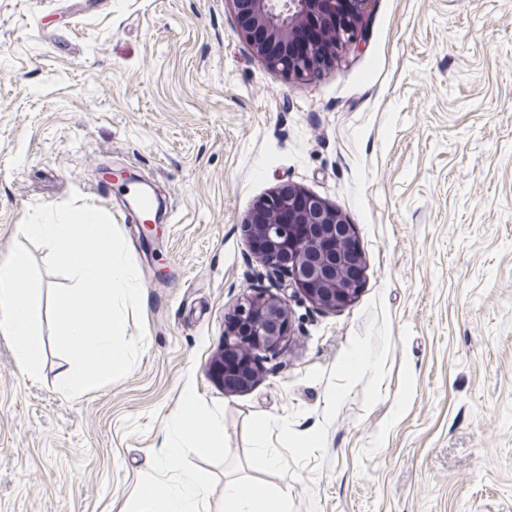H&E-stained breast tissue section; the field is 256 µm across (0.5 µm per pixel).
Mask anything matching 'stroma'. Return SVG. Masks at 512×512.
Returning <instances> with one entry per match:
<instances>
[{"label": "stroma", "mask_w": 512, "mask_h": 512, "mask_svg": "<svg viewBox=\"0 0 512 512\" xmlns=\"http://www.w3.org/2000/svg\"><path fill=\"white\" fill-rule=\"evenodd\" d=\"M149 184L145 232L99 181ZM292 185L353 224L363 285L347 305L290 300L258 382L211 372L225 316L261 265L255 204ZM105 210L147 293L132 370L69 398L50 333L49 250L33 205ZM42 305L35 374L0 335V512H126L160 470L192 388L223 453L180 467L289 487L288 512H512V0H373L358 49L301 84L239 37L226 0H0V261ZM370 367L347 371L353 350ZM268 421L264 465L254 434ZM317 446H310L312 434Z\"/></svg>", "instance_id": "1"}]
</instances>
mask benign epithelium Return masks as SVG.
Returning a JSON list of instances; mask_svg holds the SVG:
<instances>
[{
  "label": "benign epithelium",
  "mask_w": 512,
  "mask_h": 512,
  "mask_svg": "<svg viewBox=\"0 0 512 512\" xmlns=\"http://www.w3.org/2000/svg\"><path fill=\"white\" fill-rule=\"evenodd\" d=\"M238 32L270 69L305 81L332 67L339 52L358 46V34L371 0H226ZM247 244L271 273L313 306L334 311L359 292L361 277L331 282L314 257L324 250L322 238L299 241L295 225L314 224L334 237L351 236L353 225L335 205L290 185L263 198L250 212ZM290 322L286 298L246 289L228 316L224 349L234 348L255 364L232 365L234 356L220 354L212 372L227 392L254 386L260 374V353L280 349Z\"/></svg>",
  "instance_id": "7a95c632"
}]
</instances>
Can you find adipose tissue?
Wrapping results in <instances>:
<instances>
[{
    "label": "adipose tissue",
    "mask_w": 512,
    "mask_h": 512,
    "mask_svg": "<svg viewBox=\"0 0 512 512\" xmlns=\"http://www.w3.org/2000/svg\"><path fill=\"white\" fill-rule=\"evenodd\" d=\"M23 261L12 256L0 263V335L11 340L24 372H35L44 356L43 345L34 330L35 315L42 302L39 289L24 286L20 277ZM219 427L214 416L203 415L192 393H185L180 411L168 426V437L159 464L175 468L178 450L186 442L212 438ZM209 484L206 474L183 472L178 481L163 485L147 481L128 512H140L141 505L159 504L161 512H202L201 504ZM224 512H288V492L271 491L241 479L224 482Z\"/></svg>",
    "instance_id": "adipose-tissue-1"
}]
</instances>
